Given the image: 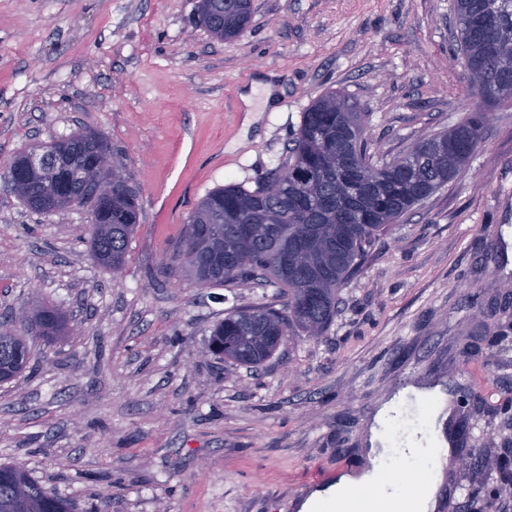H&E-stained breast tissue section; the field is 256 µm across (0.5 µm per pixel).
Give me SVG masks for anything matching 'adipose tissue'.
I'll return each mask as SVG.
<instances>
[{
	"label": "adipose tissue",
	"instance_id": "adipose-tissue-1",
	"mask_svg": "<svg viewBox=\"0 0 512 512\" xmlns=\"http://www.w3.org/2000/svg\"><path fill=\"white\" fill-rule=\"evenodd\" d=\"M401 392L377 412L371 429L367 463L359 471L341 476L336 483L314 489L300 503L299 512H436L443 485L442 460L449 445L444 437L446 398H426L429 414L424 435L409 433L394 447L384 427L397 407L411 403Z\"/></svg>",
	"mask_w": 512,
	"mask_h": 512
}]
</instances>
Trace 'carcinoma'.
Here are the masks:
<instances>
[{
	"label": "carcinoma",
	"instance_id": "carcinoma-1",
	"mask_svg": "<svg viewBox=\"0 0 512 512\" xmlns=\"http://www.w3.org/2000/svg\"><path fill=\"white\" fill-rule=\"evenodd\" d=\"M204 27L217 37L238 36L249 24L251 0H204ZM456 42L469 72V95L481 105L512 106V0H455ZM486 114L435 133L401 157L372 163L364 136L366 113L349 97L328 92L302 113L288 149V163L249 190L228 184L208 192L190 214L178 259L201 287L234 288L272 283L288 300L282 308L260 304L235 308L211 330L209 351L256 368L285 336L316 337L333 322L340 289L359 269L375 240L432 193L453 180L482 140ZM109 141L94 132L42 145L61 157L58 167L31 174L17 193L27 208L60 211L55 185L85 198L95 211L91 255L110 269L124 266L127 246L140 224L139 190L116 176L112 195L85 197L77 171L96 159ZM48 342L68 324L60 310L30 314ZM28 336L0 322V382L28 365ZM0 512H73L22 467L0 464Z\"/></svg>",
	"mask_w": 512,
	"mask_h": 512
}]
</instances>
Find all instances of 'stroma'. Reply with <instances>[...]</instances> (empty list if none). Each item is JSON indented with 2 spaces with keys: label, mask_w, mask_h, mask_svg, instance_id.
<instances>
[{
  "label": "stroma",
  "mask_w": 512,
  "mask_h": 512,
  "mask_svg": "<svg viewBox=\"0 0 512 512\" xmlns=\"http://www.w3.org/2000/svg\"><path fill=\"white\" fill-rule=\"evenodd\" d=\"M222 40L199 0H0V319L49 304L54 345L0 382V464L25 468L76 512H295L310 478L357 469L393 394L468 391L449 425L460 465L442 512H512V106L488 112L457 176L392 224L340 291L333 323L252 370L208 355L226 309L262 288L197 287L177 268L190 213L216 187L287 159L301 115L338 91L367 114L375 163L475 108L454 0H252ZM256 121L242 93L257 79ZM105 136L140 188L123 276L91 257L88 206L41 214L8 181L13 158L75 132ZM479 336L497 347L464 359ZM110 505H103L104 496Z\"/></svg>",
  "instance_id": "35a3bbf8"
}]
</instances>
